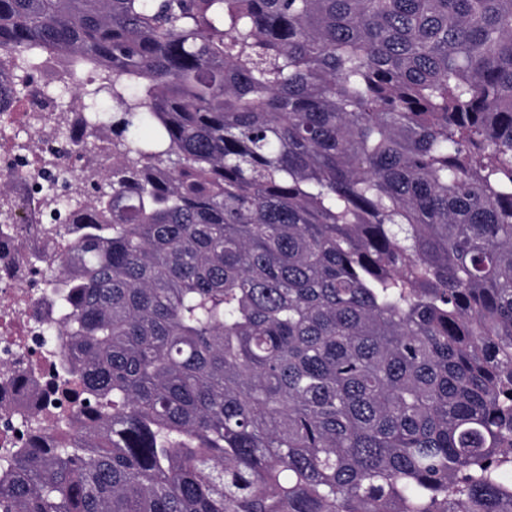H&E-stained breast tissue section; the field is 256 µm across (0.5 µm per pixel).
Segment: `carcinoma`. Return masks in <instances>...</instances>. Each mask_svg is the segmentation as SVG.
Here are the masks:
<instances>
[{"mask_svg": "<svg viewBox=\"0 0 512 512\" xmlns=\"http://www.w3.org/2000/svg\"><path fill=\"white\" fill-rule=\"evenodd\" d=\"M1 52L0 113L90 67L112 162L0 512H512V0H0Z\"/></svg>", "mask_w": 512, "mask_h": 512, "instance_id": "carcinoma-1", "label": "carcinoma"}]
</instances>
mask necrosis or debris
I'll use <instances>...</instances> for the list:
<instances>
[{"label": "necrosis or debris", "instance_id": "obj_1", "mask_svg": "<svg viewBox=\"0 0 512 512\" xmlns=\"http://www.w3.org/2000/svg\"><path fill=\"white\" fill-rule=\"evenodd\" d=\"M66 80L51 60H44L27 84L24 112L0 114V125L28 120L33 113L42 116L36 127L38 152L0 150V171L11 172L14 214L12 232L0 236V458L19 446V417L54 407L56 380L49 365L54 343L43 331L56 322V309L42 289L29 287L26 262L30 255L55 251L67 237L68 212L58 203L45 205L39 180L71 167L72 156L59 146L56 134L71 115L46 92L49 84Z\"/></svg>", "mask_w": 512, "mask_h": 512}]
</instances>
